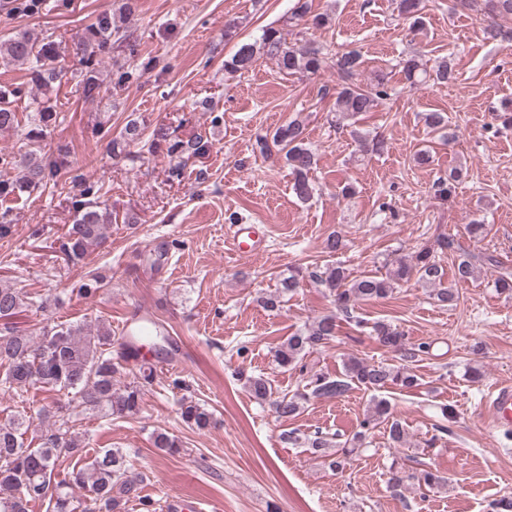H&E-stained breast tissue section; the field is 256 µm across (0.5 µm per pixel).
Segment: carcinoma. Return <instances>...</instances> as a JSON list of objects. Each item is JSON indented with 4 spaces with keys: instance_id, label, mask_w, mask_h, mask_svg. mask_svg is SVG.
<instances>
[{
    "instance_id": "carcinoma-1",
    "label": "carcinoma",
    "mask_w": 512,
    "mask_h": 512,
    "mask_svg": "<svg viewBox=\"0 0 512 512\" xmlns=\"http://www.w3.org/2000/svg\"><path fill=\"white\" fill-rule=\"evenodd\" d=\"M69 6V0H54L52 4L47 0H13L12 10L16 15L29 16L39 14L46 8L61 12ZM455 7L480 11L491 20L499 16H512V0H456ZM398 9L411 21L412 26L422 25V0H399ZM292 19L307 30L324 28L331 21L326 13L312 12L309 0H296ZM124 42L129 57L123 63L113 61L110 82L113 89H122L139 80L155 66L152 60L137 62L136 42L127 35ZM111 47L112 17L102 13L74 43L73 51L84 66L78 86L82 87L85 96L100 93L98 66L101 55ZM263 53L274 58L280 71L288 75H314L330 62L329 52L315 41H289L282 30L268 27L263 30L260 39L238 43L234 54L224 61V70L229 74H245ZM0 57L24 67L31 80L43 87L65 76L60 55L51 43L40 44L22 32L0 41ZM362 65L361 54L356 50L336 53V71L342 80L341 87L336 91V113L355 115L369 112L378 101L388 96L381 77L369 87L356 82ZM399 67L412 87L430 79L447 83L454 78L445 60H438L429 68L418 56L410 55L399 61ZM20 94L21 90L17 87L10 89L0 86V131L10 130L17 124L18 116L12 109V103ZM28 111L39 138L59 122L55 106L44 100L32 99ZM425 124L431 131L440 134V138L447 139L442 130L447 128L448 120L442 113L426 114ZM95 133L107 139L106 152L114 157L130 155L131 148L138 146L143 138L141 125L135 118L127 120L116 136L103 131L101 127ZM256 145L262 154L270 153L273 148L284 154L294 174L295 195L302 200L311 197L313 187L308 174L316 166V158L306 143L302 121H288L276 128L271 136L259 137ZM163 150L172 162L171 177L177 179L181 176L185 161L205 153L208 142L200 135L184 141L171 139L165 133L158 134L148 143V152ZM57 152V159L50 162L38 156L35 149L13 155L1 154L0 164L17 168L22 175L16 180H0V200H11L39 189L69 190L72 193L74 221L64 234L60 250L67 263L77 266L84 263L92 247L104 241L111 213L101 210L99 198L102 186L80 176L71 177L68 183L60 179L68 150L59 145ZM460 178V170H450L448 177L434 183V195L441 200H452ZM437 246L436 250L424 247L414 255L401 259L385 277L351 279L340 265L328 267L314 274V277L325 285L334 297L338 310L347 317L359 302L385 298L393 293L401 281L413 275L431 287L430 297L438 305L446 306L455 301V291L440 287L445 271L437 251L454 250V241L444 238L437 241ZM472 259L473 256L465 252L456 256V281L465 282L473 276ZM299 276L300 272L296 271L280 279L275 293L263 300L264 307L270 311L280 308L281 297L295 291ZM108 285L107 277L97 272L83 277L74 291L78 296L91 300ZM23 305V298L16 289L0 286V387L17 393L35 389L71 394L78 399L83 410L109 418H128L140 412L143 390L152 384L154 377L152 366L139 362L141 342L148 339L154 345H161L163 351L174 347L173 341L155 321L148 319L118 339L112 337V329L107 326H99L91 333L78 323L53 324L48 321L39 327V337L36 338L13 322ZM371 333L378 344L399 354L401 364L369 362L352 355L344 361L340 375L331 378L317 374L308 383L310 389L298 390L292 395H275L270 380L262 374L241 375L243 386L255 401L270 404L281 418H290L300 414L310 399L340 397L354 384L372 391L392 387L409 389L419 385L412 363L429 350L430 344H412L403 332L382 321L373 323ZM335 336L336 318L321 317L288 337L275 351V361L284 369L290 367L302 372L305 368L304 358L326 347ZM29 411L33 415H20L0 424V491L6 493V496H0V512H28L29 503L44 500L53 503V512H74L75 489L83 491L90 500L86 512H121L123 498L135 493L142 480V477L128 471L123 455L107 448L93 457L87 456L83 440L76 432L75 421L59 401H52L50 406L32 405ZM179 414L184 422L199 429H205L212 423L210 413L189 398L181 399ZM48 415L54 418L53 423L45 427L39 436L26 439L22 432L26 420ZM380 424L388 429L393 447L397 448L405 442L403 425L391 416L388 401L381 399L373 403L361 423V431L349 439L335 445L328 438L316 436L308 444L316 452L336 448V459L332 460V465L339 470L343 468L348 455L361 447L366 432ZM154 445L170 455L181 451L178 440L162 432L155 435ZM61 458L66 459L68 464L59 471L57 467Z\"/></svg>"
}]
</instances>
